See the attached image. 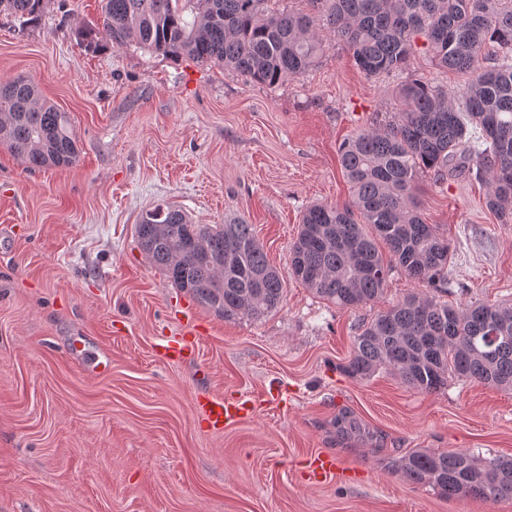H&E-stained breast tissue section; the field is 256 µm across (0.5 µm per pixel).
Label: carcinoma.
Listing matches in <instances>:
<instances>
[{"instance_id":"obj_1","label":"carcinoma","mask_w":512,"mask_h":512,"mask_svg":"<svg viewBox=\"0 0 512 512\" xmlns=\"http://www.w3.org/2000/svg\"><path fill=\"white\" fill-rule=\"evenodd\" d=\"M101 2V28L80 33L87 48L134 45L265 85L314 66L324 29L369 76L403 74L420 49L435 66L469 75L458 94L418 79L400 82L384 123L339 146L351 201L303 212L288 268L334 306L377 301L395 266L435 289L448 282V240L426 222L416 198L426 170L485 182L486 207L512 224V0H305V10H274L271 0ZM43 4L0 0V15L23 27ZM0 144L30 168L68 167L78 156L68 114L23 77L0 80ZM135 229L149 263L224 319H259L281 306L284 276L245 219L195 224L162 204L142 213ZM380 369L427 393L447 387L452 375L511 390L512 305L454 307L409 294L362 327L343 366L359 379ZM395 473L450 498L512 497V458L414 450Z\"/></svg>"}]
</instances>
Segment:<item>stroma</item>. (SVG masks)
Returning a JSON list of instances; mask_svg holds the SVG:
<instances>
[{
	"label": "stroma",
	"instance_id": "obj_1",
	"mask_svg": "<svg viewBox=\"0 0 512 512\" xmlns=\"http://www.w3.org/2000/svg\"><path fill=\"white\" fill-rule=\"evenodd\" d=\"M100 0H45L21 28L0 17V79L24 76L70 114L79 155L29 168L0 147V512H512L447 498L392 471L408 451L512 457V390L452 377L433 393L343 365L361 327L427 284L393 271L378 301L341 310L286 280L281 307L227 320L175 288L137 246L143 211L197 224L245 217L287 271L305 208L342 206L341 142L393 111L394 77H368L336 37L303 76L268 86L133 46L89 50ZM481 181L423 173L418 201L452 262L438 300H512V224ZM196 333L171 362L165 336ZM107 353L92 372L69 351ZM256 409L211 430L198 395ZM350 414L360 429L336 425ZM339 464L311 481L318 453Z\"/></svg>",
	"mask_w": 512,
	"mask_h": 512
}]
</instances>
